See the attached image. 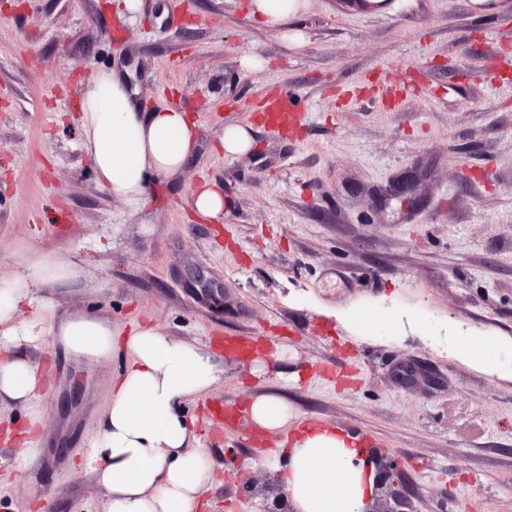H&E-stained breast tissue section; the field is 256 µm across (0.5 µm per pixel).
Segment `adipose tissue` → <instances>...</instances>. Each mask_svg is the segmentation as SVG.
Instances as JSON below:
<instances>
[{
    "label": "adipose tissue",
    "mask_w": 512,
    "mask_h": 512,
    "mask_svg": "<svg viewBox=\"0 0 512 512\" xmlns=\"http://www.w3.org/2000/svg\"><path fill=\"white\" fill-rule=\"evenodd\" d=\"M81 148L97 185L117 199L141 201L153 176L174 175L196 150L197 126L174 105L140 111L126 75L93 72L78 105ZM224 190L204 180L191 192L195 219L220 222ZM15 273L0 276V402L21 406L19 434L31 450L44 447L43 374L25 351L41 342L78 363L111 361L123 353V370L112 381L98 423L89 463L107 492L106 512H200L212 482L206 449L184 412L216 379L212 353L145 323L131 328L83 312L60 311L52 299L38 301L20 317L30 288L63 284L76 266L68 252L15 249ZM256 433H276L274 448L259 466L274 473L294 512H362L376 489L374 470L361 465L369 445L359 433L298 418L278 397H256L247 410ZM12 427L0 432L12 440Z\"/></svg>",
    "instance_id": "obj_1"
}]
</instances>
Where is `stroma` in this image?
<instances>
[{"label": "stroma", "instance_id": "obj_1", "mask_svg": "<svg viewBox=\"0 0 512 512\" xmlns=\"http://www.w3.org/2000/svg\"><path fill=\"white\" fill-rule=\"evenodd\" d=\"M247 0H27L0 11V273L14 248L69 251L66 288L35 289L59 309L121 325L150 321L209 346L219 372L206 408L186 415L210 454L206 512H260L251 400L282 398L297 416L366 434L398 463L416 512H512V381L449 358L481 331L512 371V68L466 78L512 46V0L476 15L470 0H412L371 16L309 0L292 20L298 48ZM128 67L145 109L177 105L197 123L182 170L133 203L101 190L73 121L97 68ZM300 103L297 133L255 107ZM253 129L249 153L215 143ZM408 198L392 189L407 173ZM224 187V220L190 215L202 179ZM384 305L386 329L363 338L340 311ZM227 336L264 343L233 357ZM47 433L37 457L0 443V512H105L91 451L121 358L79 365L41 346ZM252 127L248 124H227L216 142V149L224 154H241L252 145Z\"/></svg>", "mask_w": 512, "mask_h": 512}]
</instances>
